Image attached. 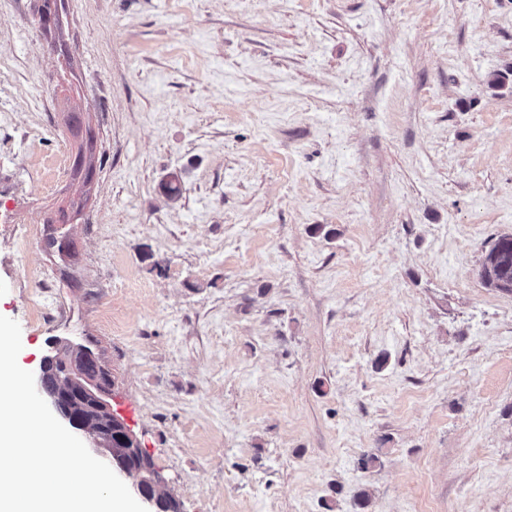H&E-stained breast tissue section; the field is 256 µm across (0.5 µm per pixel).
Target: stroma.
I'll use <instances>...</instances> for the list:
<instances>
[{"label":"stroma","instance_id":"obj_1","mask_svg":"<svg viewBox=\"0 0 512 512\" xmlns=\"http://www.w3.org/2000/svg\"><path fill=\"white\" fill-rule=\"evenodd\" d=\"M42 4L0 0L19 365L93 338L182 512H512V293L477 275L512 234V0Z\"/></svg>","mask_w":512,"mask_h":512}]
</instances>
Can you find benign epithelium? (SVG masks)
I'll list each match as a JSON object with an SVG mask.
<instances>
[{
  "mask_svg": "<svg viewBox=\"0 0 512 512\" xmlns=\"http://www.w3.org/2000/svg\"><path fill=\"white\" fill-rule=\"evenodd\" d=\"M73 348L71 342L57 340L52 344L48 358L60 361L58 380L55 385L46 384L44 367H39L35 374V386L41 397L47 402L52 412L72 429L86 435L94 451L118 473L132 480L135 494L150 507V512H162L166 502L163 491L167 481L162 472L151 468L147 473L134 469L126 456L113 450L105 443L103 435L79 412L77 404L91 406L100 415H112L111 387L105 380L81 381L79 364L66 354Z\"/></svg>",
  "mask_w": 512,
  "mask_h": 512,
  "instance_id": "1",
  "label": "benign epithelium"
}]
</instances>
